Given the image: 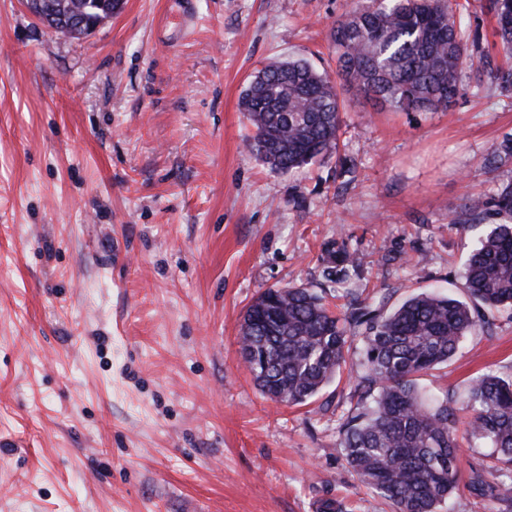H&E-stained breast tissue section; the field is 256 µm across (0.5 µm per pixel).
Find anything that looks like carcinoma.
<instances>
[{
    "label": "carcinoma",
    "instance_id": "1",
    "mask_svg": "<svg viewBox=\"0 0 512 512\" xmlns=\"http://www.w3.org/2000/svg\"><path fill=\"white\" fill-rule=\"evenodd\" d=\"M61 11L99 15L106 0H49ZM505 55L512 56V0H488ZM337 76L366 97L402 112L446 108L459 94L458 76L473 65L477 36L456 19L451 0H354L331 30ZM254 129L249 146L286 174L338 149L340 102L329 76L305 60L273 63L242 96ZM512 162V137L485 158L497 170ZM469 215L494 219L463 267L465 298L411 294L393 311L333 312L302 284L260 294L240 325L245 363L274 401L304 405L340 375L352 338L364 339L363 370L349 373L355 400L338 447L347 468L380 493L394 512H439L459 485L460 413L468 414L471 446L489 449L470 467L475 495L512 507V378H471L460 402L449 393L428 401L418 380L448 363L465 337L496 313H512V178L490 200L468 201ZM330 280L360 266L345 241L325 244Z\"/></svg>",
    "mask_w": 512,
    "mask_h": 512
}]
</instances>
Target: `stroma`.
<instances>
[{
    "mask_svg": "<svg viewBox=\"0 0 512 512\" xmlns=\"http://www.w3.org/2000/svg\"><path fill=\"white\" fill-rule=\"evenodd\" d=\"M347 0H121L91 35L55 34L0 0V512H392L337 448L347 380L271 401L240 353L260 293L305 284L389 311L463 296L489 219L469 196L512 177V92L487 0L482 45L447 110L398 112L340 86L341 143L292 174L245 146L242 93L265 66L336 74ZM363 267L327 280L323 245ZM424 263H417V256ZM421 377L465 397L512 377V314Z\"/></svg>",
    "mask_w": 512,
    "mask_h": 512,
    "instance_id": "stroma-1",
    "label": "stroma"
}]
</instances>
